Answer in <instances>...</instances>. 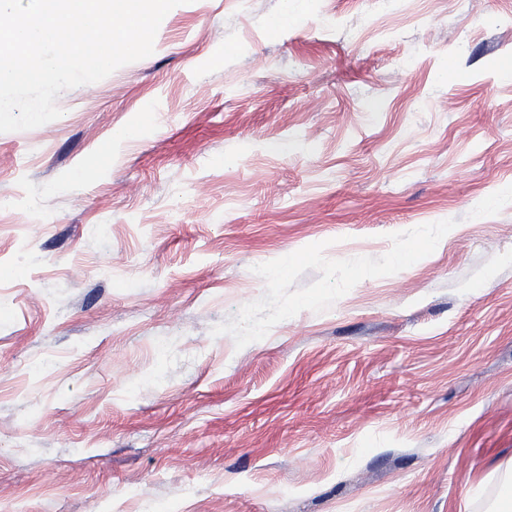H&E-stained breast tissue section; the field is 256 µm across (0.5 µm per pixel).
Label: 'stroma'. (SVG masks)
Here are the masks:
<instances>
[{
    "mask_svg": "<svg viewBox=\"0 0 512 512\" xmlns=\"http://www.w3.org/2000/svg\"><path fill=\"white\" fill-rule=\"evenodd\" d=\"M511 66L512 0H187L0 133V512H483Z\"/></svg>",
    "mask_w": 512,
    "mask_h": 512,
    "instance_id": "obj_1",
    "label": "stroma"
}]
</instances>
